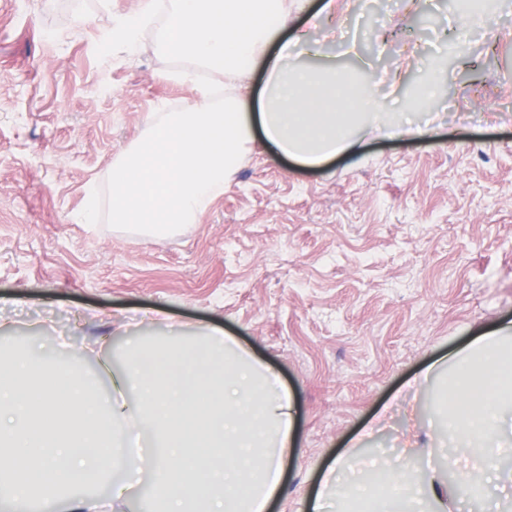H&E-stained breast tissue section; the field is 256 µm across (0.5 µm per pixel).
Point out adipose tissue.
Wrapping results in <instances>:
<instances>
[{"instance_id": "adipose-tissue-1", "label": "adipose tissue", "mask_w": 512, "mask_h": 512, "mask_svg": "<svg viewBox=\"0 0 512 512\" xmlns=\"http://www.w3.org/2000/svg\"><path fill=\"white\" fill-rule=\"evenodd\" d=\"M303 0H140L114 13L100 38L136 56L145 31L157 53L177 61L167 78L189 86L194 104L159 110L146 134L113 161L110 216L144 237L163 239L200 217L254 141L282 158L318 167L353 152L378 119L369 84L333 67H289L269 48ZM267 73L258 100L216 97L223 82ZM512 324L473 337L434 360L449 371V441L464 438L482 482L495 466L506 410L512 409ZM91 382L28 354L0 360V507L25 512L36 494L81 486L68 512H97L90 490L112 481V503H126L129 473L148 471L153 495L139 512H269L287 467L294 405L278 374L224 331L209 328L168 349L131 345L112 372V395L89 403ZM135 425L153 441L148 457L118 452L102 421ZM349 474L365 512H416L423 503L453 512L456 493L436 465L384 492L371 474Z\"/></svg>"}]
</instances>
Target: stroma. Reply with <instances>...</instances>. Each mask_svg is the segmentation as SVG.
Masks as SVG:
<instances>
[{
  "label": "stroma",
  "mask_w": 512,
  "mask_h": 512,
  "mask_svg": "<svg viewBox=\"0 0 512 512\" xmlns=\"http://www.w3.org/2000/svg\"><path fill=\"white\" fill-rule=\"evenodd\" d=\"M320 62L375 83L381 110L432 119L431 137L366 138L309 169L248 151L199 223L165 239L76 220L108 201L115 157L158 105L191 99L144 36L136 59L96 39L139 0H0V336L94 375L113 349L167 344L217 324L276 368L295 404V445L272 512H306L337 458L422 472L447 454L437 357L512 322V0L468 24L454 0H336L307 23ZM436 96L411 107L424 56Z\"/></svg>",
  "instance_id": "stroma-1"
}]
</instances>
